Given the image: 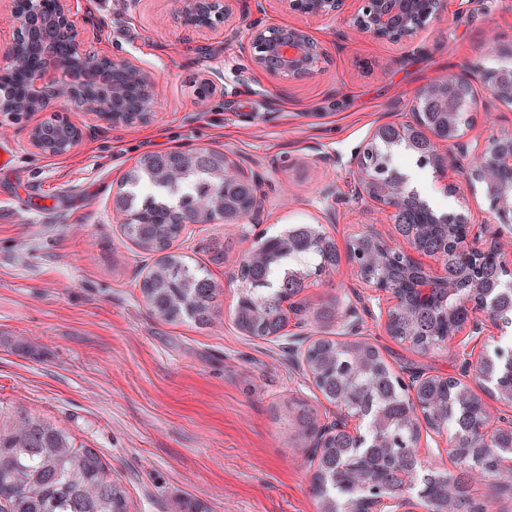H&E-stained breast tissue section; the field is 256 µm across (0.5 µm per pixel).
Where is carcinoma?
Masks as SVG:
<instances>
[{
	"instance_id": "cac0c4a2",
	"label": "carcinoma",
	"mask_w": 512,
	"mask_h": 512,
	"mask_svg": "<svg viewBox=\"0 0 512 512\" xmlns=\"http://www.w3.org/2000/svg\"><path fill=\"white\" fill-rule=\"evenodd\" d=\"M42 66L41 57L31 54L23 68L8 77L14 94H26L27 76ZM378 178L393 180L389 161L379 154L368 159ZM221 161L215 152L203 150L193 157L149 155L132 170L126 183L132 190L118 196L117 210L123 214L121 226L142 251L162 253L140 283L143 302L168 323L192 321L206 328L221 313L224 289L213 280L206 267L192 264L186 256L172 250L188 224H207L227 220L224 205L240 206L256 195L259 186L251 180H226L219 185L212 177ZM196 182L193 195L174 206L146 198L137 203L138 188L144 184H168L175 187ZM436 213L409 204L398 217V230L408 238L417 235V245L431 253L444 248V229L435 222ZM310 225L295 224L283 233L263 240L259 257L245 261L240 279L246 287L236 303L234 322L250 337L268 339L283 335L287 326L282 307L284 298L305 288L299 266L278 284H270L273 267L288 258L310 254L318 264L316 275L336 266L338 253L331 238L316 235L309 246ZM448 278L457 283L460 294L469 291L475 277L483 291L498 300L501 317L512 321V294L500 291V284L512 277L495 258L487 257L463 271L460 261L448 253L445 261ZM385 275L397 280L404 289L412 288L415 274L410 266L390 262ZM455 316L448 318V307ZM472 309L438 288L426 304L413 305L412 320L400 318V337L424 352L448 344ZM309 360L318 374L317 388L327 400L344 398L353 411L373 418L379 411L388 419L382 441L367 438L356 441L347 434L333 436L320 455L313 473L314 492L319 512H371L373 500L380 494L401 492V474H413L407 486L417 497L453 512H489V506L469 494L472 471L462 468L448 473L440 468H423L415 453L420 426L413 421V405L406 398L398 376L385 364L379 351L366 341L339 343L321 337L309 346ZM484 373L496 386L512 391V371L498 363L488 364ZM460 382L452 377H433L419 390V399L428 407V425L455 427L460 433L462 460L478 457L483 474L494 477L500 458L512 454V430H499L493 447H485L470 434L481 424L492 427L480 400L466 405L457 403ZM288 422L289 440L296 447L308 441L318 425L316 409L300 397H288L275 409ZM0 512H130L125 487L112 478L108 466L94 448L78 445L65 428L24 409L0 412Z\"/></svg>"
}]
</instances>
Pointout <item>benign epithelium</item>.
<instances>
[{
	"label": "benign epithelium",
	"instance_id": "benign-epithelium-1",
	"mask_svg": "<svg viewBox=\"0 0 512 512\" xmlns=\"http://www.w3.org/2000/svg\"><path fill=\"white\" fill-rule=\"evenodd\" d=\"M12 10L20 26L10 41L4 55L0 56V75L21 66L26 52L34 47L45 59L44 66L30 75L29 91L25 98L14 97L0 81V113L13 121L42 112H49L53 125L61 131L53 144H48L44 134V123L32 125L28 139L32 147L51 155H64L73 150L82 137V131L75 125L65 103L81 107L87 114L108 126L128 124L127 112H136V122L150 121L155 112L157 82L152 71L142 67L130 58L115 59L99 56L88 50L89 41L102 29L99 18L87 19L82 28H77L71 13V0H54L50 12L43 10V0H11ZM234 0H179L180 10L188 25L203 32L224 30V38L237 37V27L232 21ZM343 9V0H308L304 13L323 19L334 18ZM448 10V0H361V7L354 15L352 25L362 34L377 38L399 41L412 37L430 24L438 21ZM248 58V67L239 72L241 81H246L249 69L270 75L286 74L301 78L320 69V62L326 55L325 49L312 40L309 33L298 27H278L276 30L258 23L249 25L248 42L242 45ZM484 80L490 83L493 95L503 101H512V77L505 70L485 71ZM470 78L455 74L439 76L418 92V96L433 98L440 103L441 112L448 128H453L463 102L448 100L447 87ZM139 89L140 97L135 108L127 103L129 86ZM424 125L422 113L414 111L412 120L392 124L396 137L413 143L410 132ZM475 154L482 160L480 177L487 183L493 182L502 172H512V147L506 149L502 139L489 138L473 145L457 136H433L430 138L429 157L435 177L442 181L446 193L456 191V185L448 181V171L471 173L464 160ZM355 175V199L372 201L392 215L398 214L409 203V194L399 180L378 181L368 166L363 164V151H358L351 161ZM493 209L502 221L512 219V192L500 195ZM487 233L485 224L466 225L465 244L456 250L462 264L468 265L484 256L489 247L475 248L471 242ZM378 244L382 254L394 260L407 253L395 243L378 236L363 235ZM444 281V274L429 268L422 269L415 283V296L420 301L429 299L437 285ZM360 282L388 297L385 309V323H390V314L397 310L410 311V304L400 292L399 285L389 279ZM483 317L471 318L462 324L457 335L469 339H482L492 335V330L502 331L504 321L499 317L493 303L485 300L479 308ZM462 356V370L465 374H476L477 368L487 356L484 350L474 351L468 344L458 348ZM362 417L353 413L342 401L336 402V419L330 425H321L313 434L305 455L317 459L331 434L344 430L360 439Z\"/></svg>",
	"mask_w": 512,
	"mask_h": 512
}]
</instances>
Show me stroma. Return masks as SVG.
Wrapping results in <instances>:
<instances>
[{"mask_svg":"<svg viewBox=\"0 0 512 512\" xmlns=\"http://www.w3.org/2000/svg\"><path fill=\"white\" fill-rule=\"evenodd\" d=\"M452 21L412 39L391 42L358 36L347 0L334 19H315L280 7L278 0H237L238 13L265 25L306 30L327 50L314 76L294 79L256 73L238 43L223 32H197L183 23L177 0H74L76 23L86 13L104 19L92 47L131 57L155 72L162 90L153 119L137 126L97 125L83 113L80 145L63 156L31 148L34 117L0 116V145L13 163L0 170V410L17 407L69 430L100 451L125 486L133 512H173L197 501L209 512H318L313 470L288 441L274 405L297 396L332 417L325 401L290 354L298 339H342L340 324L307 321L306 310L335 300L360 310L357 338L373 343L394 372L450 375L479 397L488 385L462 374L451 349L422 353L386 334L384 297L361 287L349 259L355 237L395 236L390 215L354 199L350 161L385 123L410 120L421 86L437 76L480 66L499 68L487 54L496 39L512 47V0H448ZM224 73L207 103L196 87ZM470 138L512 136V103L475 82ZM210 149L257 176L265 199L251 236L234 224L188 225L179 249L209 263L212 240L224 261L210 265L224 288L223 312L207 328L171 324L144 304L137 280L149 255L124 237L113 198L141 156ZM458 194L420 178L423 197L440 213L462 215L512 238V223L496 218L481 184L449 173ZM336 194L320 197L326 185ZM311 224L332 238L339 261L330 274L295 296L286 336L264 340L241 334L231 313L242 283L238 266L255 234L275 235ZM30 352L18 351V344Z\"/></svg>","mask_w":512,"mask_h":512,"instance_id":"1","label":"stroma"}]
</instances>
